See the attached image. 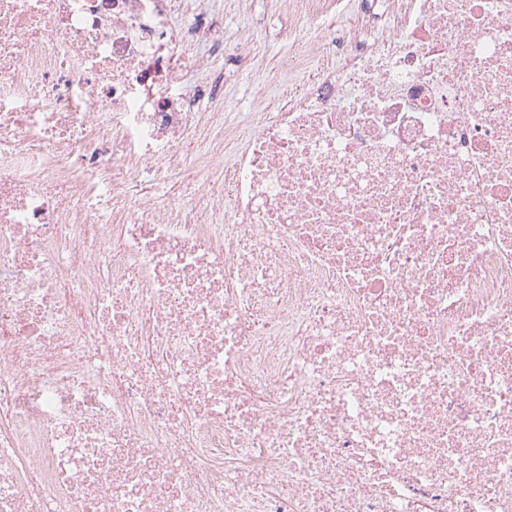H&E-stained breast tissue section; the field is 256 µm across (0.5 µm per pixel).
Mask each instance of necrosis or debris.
<instances>
[{"instance_id": "1", "label": "necrosis or debris", "mask_w": 512, "mask_h": 512, "mask_svg": "<svg viewBox=\"0 0 512 512\" xmlns=\"http://www.w3.org/2000/svg\"><path fill=\"white\" fill-rule=\"evenodd\" d=\"M283 2L0 0V512H512V0ZM224 4V100L232 109L229 112H271L288 90L301 85L309 74L315 72L319 61L313 58L310 69L304 72L290 71L278 56L262 53L254 56L238 55L233 49L239 31L249 28L254 46L262 49L277 41L280 30L288 24L282 0H222ZM246 62V63H245ZM246 73L253 77H246ZM255 77V79H254ZM282 85L281 93L275 96L266 92L257 99V87ZM223 100V102H224Z\"/></svg>"}]
</instances>
